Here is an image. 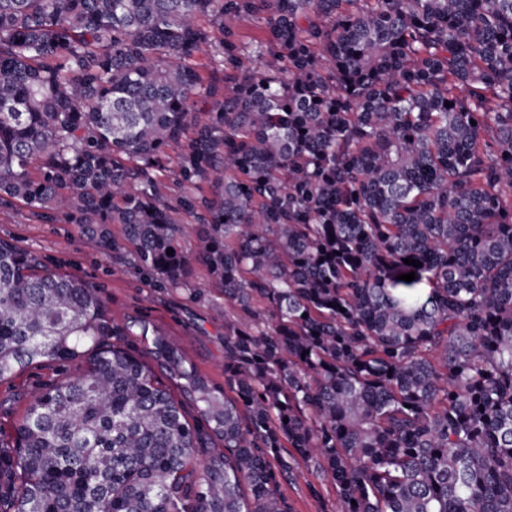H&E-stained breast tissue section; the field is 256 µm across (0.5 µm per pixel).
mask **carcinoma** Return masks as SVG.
Here are the masks:
<instances>
[{"label":"carcinoma","instance_id":"1","mask_svg":"<svg viewBox=\"0 0 512 512\" xmlns=\"http://www.w3.org/2000/svg\"><path fill=\"white\" fill-rule=\"evenodd\" d=\"M20 204L202 264L224 385L0 239V384L79 368L0 429V512H291L301 464L341 512H512V0H0Z\"/></svg>","mask_w":512,"mask_h":512}]
</instances>
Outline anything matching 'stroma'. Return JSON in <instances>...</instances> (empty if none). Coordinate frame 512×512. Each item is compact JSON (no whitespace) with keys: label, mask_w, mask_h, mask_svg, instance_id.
<instances>
[{"label":"stroma","mask_w":512,"mask_h":512,"mask_svg":"<svg viewBox=\"0 0 512 512\" xmlns=\"http://www.w3.org/2000/svg\"><path fill=\"white\" fill-rule=\"evenodd\" d=\"M0 238L32 248L50 264L101 286L115 320L145 316L177 341L186 357L213 383L224 382V319L211 300L221 299L205 268L194 265L185 290H165L148 283L124 253L88 249L75 224H33L24 207L0 213ZM73 365H39L0 385V427L10 428L40 388L67 374ZM293 512H336V487L326 476L300 468L283 487Z\"/></svg>","instance_id":"stroma-1"}]
</instances>
